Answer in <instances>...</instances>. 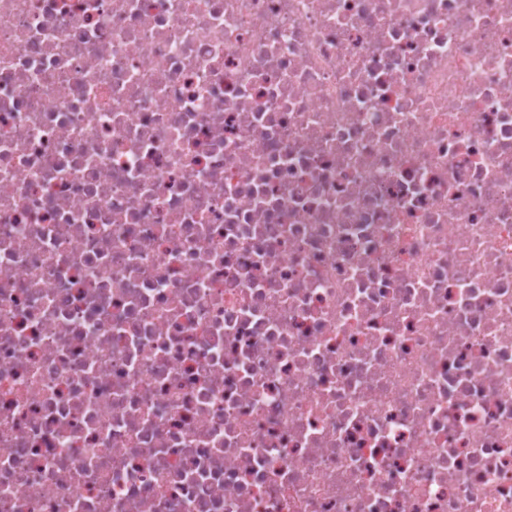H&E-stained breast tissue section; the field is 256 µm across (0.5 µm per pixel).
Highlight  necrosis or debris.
<instances>
[{"instance_id":"obj_1","label":"necrosis or debris","mask_w":512,"mask_h":512,"mask_svg":"<svg viewBox=\"0 0 512 512\" xmlns=\"http://www.w3.org/2000/svg\"><path fill=\"white\" fill-rule=\"evenodd\" d=\"M0 512H512V0H0Z\"/></svg>"}]
</instances>
